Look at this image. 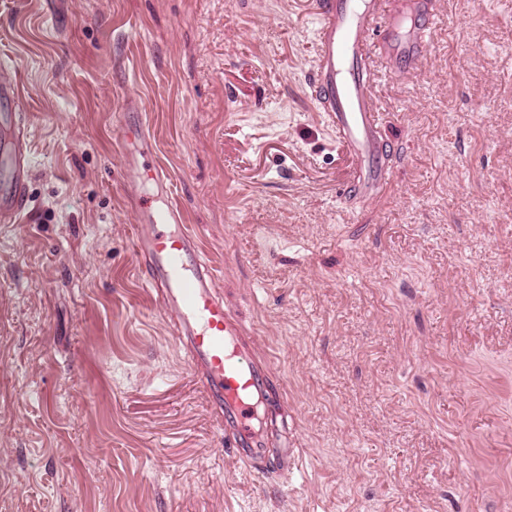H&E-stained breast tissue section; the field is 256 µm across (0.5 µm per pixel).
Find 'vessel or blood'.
I'll return each instance as SVG.
<instances>
[{"label": "vessel or blood", "instance_id": "vessel-or-blood-1", "mask_svg": "<svg viewBox=\"0 0 512 512\" xmlns=\"http://www.w3.org/2000/svg\"><path fill=\"white\" fill-rule=\"evenodd\" d=\"M428 0H315L319 24L315 34L316 66L309 84L312 98L337 141L356 160L348 187L353 197L372 200L385 188L391 171L384 155L381 113L371 88L374 58L386 60L391 74L420 63L429 47ZM410 28L407 38L395 32ZM137 147L126 156L131 186L163 181L153 165L156 145L145 126L127 129ZM29 153L9 144L0 157V223H15L29 198ZM135 252L145 263L146 282L187 350L214 412L223 420L230 448L250 470L285 474L300 459L290 439L271 450L262 432V399L278 402L269 370L258 359L244 328L217 288L213 268L185 223L178 203L137 206Z\"/></svg>", "mask_w": 512, "mask_h": 512}]
</instances>
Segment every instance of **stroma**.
<instances>
[{
    "label": "stroma",
    "mask_w": 512,
    "mask_h": 512,
    "mask_svg": "<svg viewBox=\"0 0 512 512\" xmlns=\"http://www.w3.org/2000/svg\"><path fill=\"white\" fill-rule=\"evenodd\" d=\"M372 92L378 200L316 112L311 0H0L30 199L0 234V512H512V0H432ZM145 121L288 402L245 469L134 251ZM137 139V147L133 153L126 154V169L132 172L131 180L128 181V188L125 189L126 196H132L133 188L147 182H161L164 180L163 171L160 167L153 165L149 160L156 153V145L144 125L128 128L122 134V146L126 148L128 138Z\"/></svg>",
    "instance_id": "1"
}]
</instances>
